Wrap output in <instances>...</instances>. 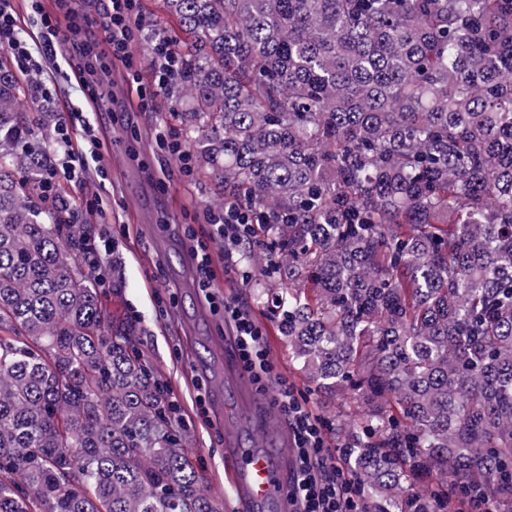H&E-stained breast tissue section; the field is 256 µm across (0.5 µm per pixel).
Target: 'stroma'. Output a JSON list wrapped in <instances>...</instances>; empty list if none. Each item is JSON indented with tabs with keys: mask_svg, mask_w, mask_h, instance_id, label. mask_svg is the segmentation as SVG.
Returning a JSON list of instances; mask_svg holds the SVG:
<instances>
[{
	"mask_svg": "<svg viewBox=\"0 0 512 512\" xmlns=\"http://www.w3.org/2000/svg\"><path fill=\"white\" fill-rule=\"evenodd\" d=\"M37 2L64 25L86 15L103 17L108 5L107 0H69V9L63 12L55 0H8L18 32L30 42L39 38V18L33 9ZM75 58L73 45L67 43L60 46L56 58L33 65L41 84L50 90L46 105L64 116L76 110L86 117L85 123L69 125L68 136L70 152L87 154V164L79 180H61L59 188L94 224L96 236L111 237L110 286L103 297L106 308L139 326L140 348L168 386L175 415L188 429L193 461L206 475L211 492L223 500L224 512H236L225 481L229 461L224 455V417L213 409L202 412L198 405L200 380L194 367L201 351L189 339L184 320L204 307L208 317L198 327L201 335L221 338L231 326L223 310L208 309L202 295H181L172 280L179 267L178 254L187 242L185 227H192L197 239L210 238L209 205L216 189L186 177L158 139L165 127L162 98L154 97L146 108L140 105L141 90L153 89L156 83L151 67L136 74L125 62L113 61L99 86L104 100L99 106L82 95L81 74L72 66ZM212 249L216 291L261 324L276 377L293 384L322 420L332 424L353 419L359 411L356 400L340 404L321 400L293 366L288 347L272 323L273 302L256 303L244 288V268L237 255L220 243Z\"/></svg>",
	"mask_w": 512,
	"mask_h": 512,
	"instance_id": "stroma-1",
	"label": "stroma"
}]
</instances>
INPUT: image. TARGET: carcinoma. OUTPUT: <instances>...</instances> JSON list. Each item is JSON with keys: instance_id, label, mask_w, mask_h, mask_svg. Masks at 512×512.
<instances>
[{"instance_id": "carcinoma-1", "label": "carcinoma", "mask_w": 512, "mask_h": 512, "mask_svg": "<svg viewBox=\"0 0 512 512\" xmlns=\"http://www.w3.org/2000/svg\"><path fill=\"white\" fill-rule=\"evenodd\" d=\"M165 120L374 512H512V0H160ZM0 52V512H224L109 322L58 114Z\"/></svg>"}]
</instances>
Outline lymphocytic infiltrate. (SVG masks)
I'll list each match as a JSON object with an SVG mask.
<instances>
[{"instance_id":"lymphocytic-infiltrate-1","label":"lymphocytic infiltrate","mask_w":512,"mask_h":512,"mask_svg":"<svg viewBox=\"0 0 512 512\" xmlns=\"http://www.w3.org/2000/svg\"><path fill=\"white\" fill-rule=\"evenodd\" d=\"M105 21L84 17L83 40H74L71 27L58 20L40 15V39L30 46L15 30L11 13L0 5V45L7 47L20 67H28L34 54H55L62 42H73L80 55L88 56L97 41L111 44L115 58L130 62L134 59L133 43L127 36L132 26L134 0H109ZM209 222L213 239H223L241 245L253 231L251 214L230 203L211 211ZM224 313L232 324L237 355L258 391H272V403L285 417L294 439L296 465L289 477L291 497L296 512H370L358 480L344 466L324 440L326 423L312 417L305 400L287 380H273V366L262 347L263 331L250 313L233 304H225Z\"/></svg>"}]
</instances>
